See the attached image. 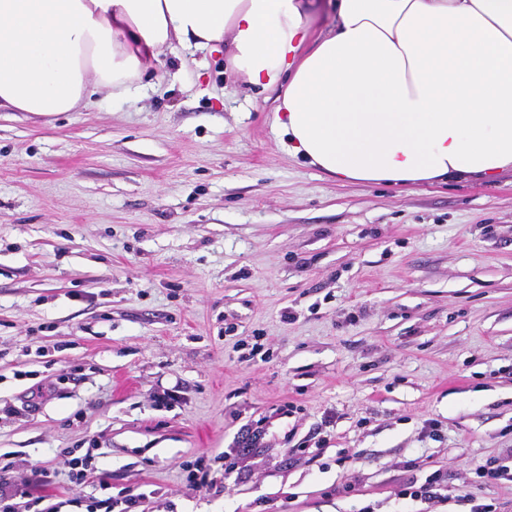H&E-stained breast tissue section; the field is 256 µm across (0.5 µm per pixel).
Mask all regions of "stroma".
Here are the masks:
<instances>
[{"mask_svg": "<svg viewBox=\"0 0 512 512\" xmlns=\"http://www.w3.org/2000/svg\"><path fill=\"white\" fill-rule=\"evenodd\" d=\"M281 97L177 45L129 98L0 108V456L45 510L99 495L62 465L89 452L137 512H512L474 474L512 448V173L341 184ZM247 445L240 480L186 483ZM436 470L445 499L395 497ZM224 459L218 455L215 457H198L185 465L186 479L192 486L216 487L218 481V469L214 466L216 462Z\"/></svg>", "mask_w": 512, "mask_h": 512, "instance_id": "1", "label": "stroma"}]
</instances>
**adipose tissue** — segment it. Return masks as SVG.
Here are the masks:
<instances>
[{
  "label": "adipose tissue",
  "mask_w": 512,
  "mask_h": 512,
  "mask_svg": "<svg viewBox=\"0 0 512 512\" xmlns=\"http://www.w3.org/2000/svg\"><path fill=\"white\" fill-rule=\"evenodd\" d=\"M283 89L290 151L333 179L512 172V0H0V107L132 95L173 44Z\"/></svg>",
  "instance_id": "ef3b65f1"
}]
</instances>
